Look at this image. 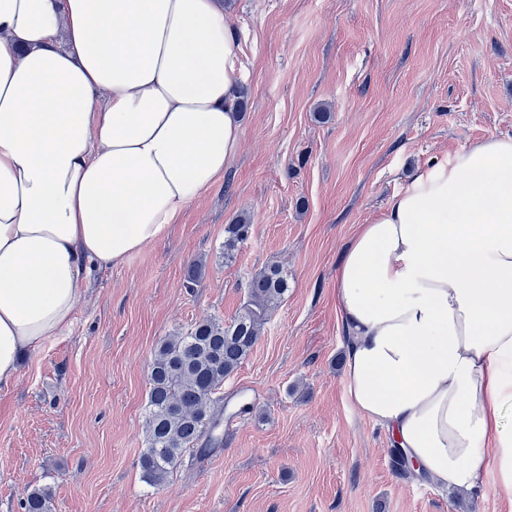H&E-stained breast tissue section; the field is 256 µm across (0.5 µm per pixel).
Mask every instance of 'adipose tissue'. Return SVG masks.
Instances as JSON below:
<instances>
[{
  "label": "adipose tissue",
  "mask_w": 512,
  "mask_h": 512,
  "mask_svg": "<svg viewBox=\"0 0 512 512\" xmlns=\"http://www.w3.org/2000/svg\"><path fill=\"white\" fill-rule=\"evenodd\" d=\"M240 52L224 0H0V388L229 170ZM335 301L347 398L412 472L512 491V137L417 170Z\"/></svg>",
  "instance_id": "1"
}]
</instances>
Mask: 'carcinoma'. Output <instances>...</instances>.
Returning <instances> with one entry per match:
<instances>
[{
  "label": "carcinoma",
  "mask_w": 512,
  "mask_h": 512,
  "mask_svg": "<svg viewBox=\"0 0 512 512\" xmlns=\"http://www.w3.org/2000/svg\"><path fill=\"white\" fill-rule=\"evenodd\" d=\"M251 224L241 219L224 225V262L235 259L249 238ZM288 291L278 265L255 273L248 298L229 323L206 317L186 334L164 338L150 363L145 415L146 448L140 456L144 481L161 486L190 450L208 455L223 443L216 434L224 419V381L252 351L262 326ZM22 512H52L48 487L29 492Z\"/></svg>",
  "instance_id": "obj_1"
}]
</instances>
